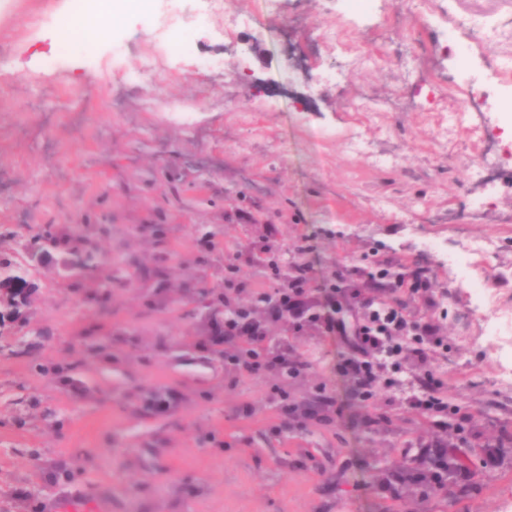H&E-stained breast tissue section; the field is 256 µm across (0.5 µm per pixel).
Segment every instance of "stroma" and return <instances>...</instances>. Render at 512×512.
Here are the masks:
<instances>
[{
	"mask_svg": "<svg viewBox=\"0 0 512 512\" xmlns=\"http://www.w3.org/2000/svg\"><path fill=\"white\" fill-rule=\"evenodd\" d=\"M354 18L345 0H230L253 19L227 32L223 14L181 27L183 53L158 42L148 14L132 10L109 33L87 30L58 54L59 18L83 0H0V254L19 255L46 227L103 224L100 272L127 269L109 297L86 302L53 251L32 264L20 324L0 329V512H61L74 499L94 512H503L512 501V391L495 381L501 352L484 339L469 284L448 278L424 237L458 252L492 237L494 254L472 275L512 312V174L490 187L469 166L468 131L441 137L436 112L463 109L467 87L417 89L420 71L447 74L458 59L442 37L449 19L477 16L501 36L473 46L512 56V0H370ZM348 30L340 42L331 30ZM224 59V74L197 70L200 55ZM352 61L345 83L328 71ZM146 69L140 88L127 70ZM381 100L366 115L364 87ZM194 109L172 119L167 104ZM360 137L365 151L351 149ZM378 152L396 164L375 165ZM250 222L237 220L239 211ZM170 227L158 252L148 225ZM218 230L203 248L201 226ZM311 250H294L300 235ZM274 237L283 261L311 264L317 281L336 266L374 262L428 267L447 315V352L432 366L447 381L449 413L409 409L395 389L335 414L326 397L346 398L328 337L295 331L288 315L259 313L272 345L305 360L297 378L237 374L198 338V306L187 284L224 282V256ZM164 260L170 285L147 299L137 265ZM103 328L102 361L88 332ZM46 340H37V332ZM70 371L80 391L57 383ZM166 386L175 409L142 416ZM472 430L445 432L458 412ZM384 422L369 424V416ZM462 456L473 466L445 486L401 498L379 473L423 470Z\"/></svg>",
	"mask_w": 512,
	"mask_h": 512,
	"instance_id": "obj_1",
	"label": "stroma"
}]
</instances>
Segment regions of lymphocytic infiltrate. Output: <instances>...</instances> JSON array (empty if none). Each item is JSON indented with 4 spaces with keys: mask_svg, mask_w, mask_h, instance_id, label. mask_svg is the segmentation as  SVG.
Listing matches in <instances>:
<instances>
[{
    "mask_svg": "<svg viewBox=\"0 0 512 512\" xmlns=\"http://www.w3.org/2000/svg\"><path fill=\"white\" fill-rule=\"evenodd\" d=\"M374 275L384 282L390 300L365 301L361 289L353 285L352 270L345 267L333 272L328 288L317 289L313 271L305 263L292 265L287 277L273 276L270 288L259 292L258 297L278 313L294 317L297 327L315 328L336 341L340 348L336 373L351 385L349 400L365 399L382 384L398 386L394 374L411 359L423 369L424 376L408 394V403L425 413L444 409L440 382L431 369V360L444 342L440 325L430 312L435 302L430 295L432 278L428 269L419 266L391 277L386 266L380 264ZM340 291L349 292L354 301L345 318L337 316L327 302ZM415 297L426 303L428 314L418 317L409 310L407 301ZM206 342L212 347L243 343V350L228 360L229 366L241 374L296 376L308 368L307 362L289 355L284 347L267 346L260 323L243 313L225 317L223 323L214 326ZM349 400L331 397L327 403L341 411Z\"/></svg>",
    "mask_w": 512,
    "mask_h": 512,
    "instance_id": "lymphocytic-infiltrate-1",
    "label": "lymphocytic infiltrate"
}]
</instances>
